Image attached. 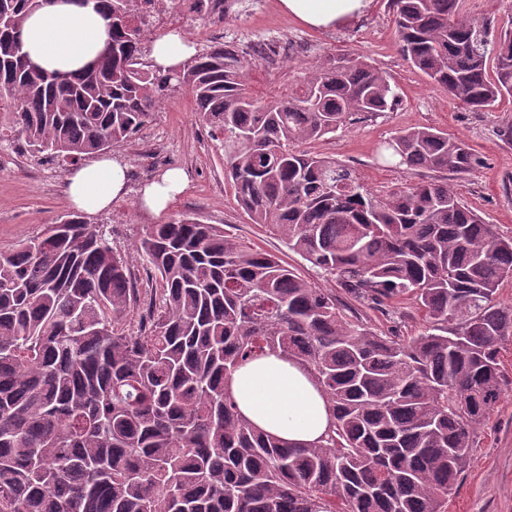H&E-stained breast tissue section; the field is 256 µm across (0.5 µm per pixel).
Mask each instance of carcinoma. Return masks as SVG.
<instances>
[{
    "label": "carcinoma",
    "instance_id": "1",
    "mask_svg": "<svg viewBox=\"0 0 512 512\" xmlns=\"http://www.w3.org/2000/svg\"><path fill=\"white\" fill-rule=\"evenodd\" d=\"M240 2L96 0L109 41L97 66L63 77L20 63L35 8L0 0V103L30 151L103 154L187 86L239 207L316 274L194 214L148 225L135 245L155 283L147 302L128 258L77 212L0 251V512H442L502 399L512 237L448 182L479 166L464 141L399 131L381 160L430 176L377 196L308 149L398 106L366 58L327 56L277 97L249 85L252 66L276 61L270 42H216L165 72L142 62L149 6L222 23ZM467 4L390 0L412 66L488 110L512 97V26ZM350 300L410 303L423 327L373 328ZM268 352L303 361L328 396L323 442L291 447L238 411L226 378Z\"/></svg>",
    "mask_w": 512,
    "mask_h": 512
}]
</instances>
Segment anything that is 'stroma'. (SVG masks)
I'll return each instance as SVG.
<instances>
[{
    "label": "stroma",
    "instance_id": "stroma-1",
    "mask_svg": "<svg viewBox=\"0 0 512 512\" xmlns=\"http://www.w3.org/2000/svg\"><path fill=\"white\" fill-rule=\"evenodd\" d=\"M173 28L198 48L212 41L278 43V63L252 74V85L261 93L285 89L294 76L337 51L367 57L399 86L401 104L381 117L337 130L316 142L315 151L355 167L369 191L383 194L413 179L410 172L381 166L384 141L410 127L447 131L467 143L482 161L472 175L456 180L460 198L501 234L512 236V138L504 134L512 126V98L502 99L491 111L473 112L430 84L396 44L389 0H372L362 17L329 31L304 27L282 9L280 0H244L238 17L221 25L203 15L175 12L165 22L151 19L145 38L153 40ZM109 153L128 169L125 192L108 209L88 216L87 222L105 230L114 250L127 255L130 264H137L134 246L154 221L138 206L142 187L163 171L180 168L190 184L168 210V218L196 214L311 276L300 255L289 251L268 228L252 223L238 207L224 176L222 147L199 122L188 88L173 92L150 124L134 138L114 144ZM70 169V163L32 156L10 134L0 135V250L12 249L70 213L64 193ZM500 360L504 395L495 412L476 427L470 462L449 495L445 512H512V343L502 350Z\"/></svg>",
    "mask_w": 512,
    "mask_h": 512
}]
</instances>
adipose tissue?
Instances as JSON below:
<instances>
[{"mask_svg": "<svg viewBox=\"0 0 512 512\" xmlns=\"http://www.w3.org/2000/svg\"><path fill=\"white\" fill-rule=\"evenodd\" d=\"M282 9L302 24L332 30L364 15L371 0H280ZM24 44L34 62L65 74L79 72L105 48V20L72 0H53L33 12L24 23ZM195 47L183 34L170 32L151 44L154 67L168 70L183 65ZM126 169L117 160L100 158L82 165L66 178V194L73 208L92 215L109 207L125 191ZM188 186L184 170L171 168L143 186L142 210L164 213ZM226 388L241 414L258 430L295 447L316 443L325 436L331 412L323 393L297 360L273 353L232 372Z\"/></svg>", "mask_w": 512, "mask_h": 512, "instance_id": "1", "label": "adipose tissue"}]
</instances>
